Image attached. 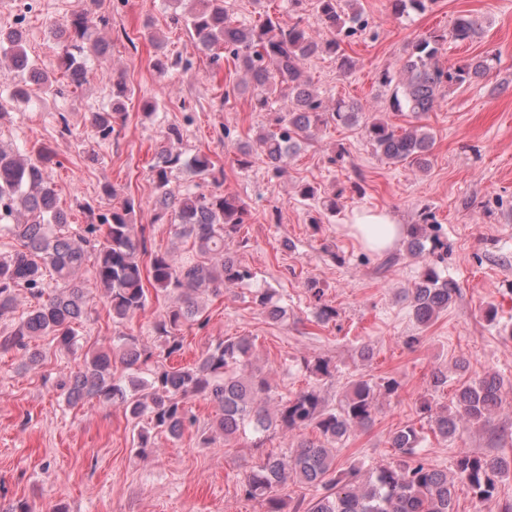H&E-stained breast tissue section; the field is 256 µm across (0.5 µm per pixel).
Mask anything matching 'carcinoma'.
<instances>
[{
    "label": "carcinoma",
    "instance_id": "1",
    "mask_svg": "<svg viewBox=\"0 0 512 512\" xmlns=\"http://www.w3.org/2000/svg\"><path fill=\"white\" fill-rule=\"evenodd\" d=\"M196 8L175 21L193 33L201 49L219 59L218 50L230 53L247 76L254 109H273V96H288L289 107L275 113L268 129L256 134L254 146L240 151L238 164L247 167L259 161L279 175L288 166L303 140L311 132L331 122L348 124L363 121V129L373 150L394 163L410 162L420 169L429 164L433 138L423 125L397 126L376 117H365L344 100L329 105L313 90L304 65L311 58L330 52L337 55L341 73H350L355 62L342 48L343 39L363 31L367 21L353 7L352 0H314L318 19L336 37L329 41L305 24L307 0H288V22L264 17L240 23L232 20L229 0H195ZM428 0H392L395 14L407 10L422 12ZM350 6L345 11L343 5ZM61 39L57 68L68 73L72 82L84 79L80 60L89 46L100 64L107 61V45L96 37V21L81 11L55 25ZM478 30L476 19L458 16L447 33H433L413 42L407 49L399 79L390 72L380 82L396 83L394 104L421 116L430 111L442 92L470 84L493 69L497 56L487 54L461 65H439L443 45L448 40L463 43ZM0 52L10 56L14 96L23 98L32 84L58 95L62 89L31 61L18 29L0 31ZM131 90L123 80L112 83V107L93 111L89 123L99 141L107 140L114 124L125 120V104ZM182 132L176 125L166 131V144L156 154L150 168L154 185L152 205L158 214L173 216L174 235L192 240V251L179 258L171 252L151 251L144 235L136 232L131 216L139 206L132 198L100 215L97 224H71L58 207V193L47 169L54 154L41 147L28 154L9 153L0 148V233L8 232L20 241V249L0 255V316L14 311L19 292L37 300V305L21 316L13 329L0 334V350L15 351L26 364L42 361L40 351L30 347L38 337L48 336L59 350L74 351L78 346L76 326L89 317L92 290L104 291L108 313L118 324L145 309L148 292L169 301L154 322L157 344L149 346L139 337L124 333L112 337V349L99 350L84 358L83 364L65 374L57 384L69 405L83 402L99 406L121 405L137 429V454L153 452V434L165 432L173 439L192 429L198 419L187 400L201 396L216 407L208 427L197 431L199 444L209 447L214 435L229 441L250 428L255 433L279 427L285 431L314 429L318 439H300L282 454L267 453L253 466L241 486L248 499H259L265 512H285V503L276 491L296 481L317 489L305 512H453V482L448 474L432 467L417 450L418 431L405 426L395 431L391 446L399 458L367 474L352 467L335 478L332 448L357 429L371 426L377 412L376 391L392 394L399 383L385 379L379 384L358 380L340 401L329 409L320 394L305 390L282 399L269 408L271 385L266 376L252 368V342L246 337L220 340L186 366L168 361L182 354L183 328L204 325L200 298L218 294L227 285L244 283L252 273L226 249L224 242L245 223L247 207L232 194H205L192 189L175 191L171 175L188 170L205 180L219 182L216 166L205 153L190 158L178 150ZM435 223L430 212L420 214V222L408 230V246L415 253L425 251V225ZM93 261L91 278H84L87 261ZM316 318L327 324L336 320V308L324 300V290L315 279L307 282ZM457 284L427 267L421 280L408 294L415 319L429 323L448 308L458 294ZM253 303L271 321L287 315L276 293L258 290ZM128 370L124 380L112 376V355ZM310 372L331 377L336 368L324 358L304 361ZM501 407V385L494 376L464 382L457 389L453 406L433 411L425 402L428 415L440 435H456L461 426L482 425ZM507 466L503 457L461 453L456 460L459 478L466 481L481 500L497 493V478Z\"/></svg>",
    "mask_w": 512,
    "mask_h": 512
}]
</instances>
